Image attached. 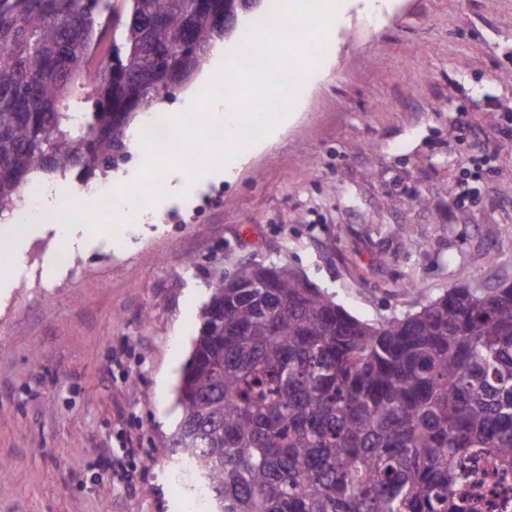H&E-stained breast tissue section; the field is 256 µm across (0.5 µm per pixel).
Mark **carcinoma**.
Here are the masks:
<instances>
[{
  "label": "carcinoma",
  "instance_id": "1",
  "mask_svg": "<svg viewBox=\"0 0 512 512\" xmlns=\"http://www.w3.org/2000/svg\"><path fill=\"white\" fill-rule=\"evenodd\" d=\"M104 2L0 0V218L33 173L118 169L137 114L246 16L241 0ZM105 17L112 46L78 97ZM235 281L200 311L168 441L212 512H467L474 450L512 468L511 284L369 323L284 265Z\"/></svg>",
  "mask_w": 512,
  "mask_h": 512
}]
</instances>
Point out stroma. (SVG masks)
Instances as JSON below:
<instances>
[{
    "label": "stroma",
    "instance_id": "1",
    "mask_svg": "<svg viewBox=\"0 0 512 512\" xmlns=\"http://www.w3.org/2000/svg\"><path fill=\"white\" fill-rule=\"evenodd\" d=\"M509 111L512 0H354L293 122L232 179L150 207L124 246L78 232L44 297L54 228L0 226L22 255L0 282V512H196L166 443L199 313L240 263L290 265L369 322L512 283ZM483 153L493 173L466 178Z\"/></svg>",
    "mask_w": 512,
    "mask_h": 512
}]
</instances>
